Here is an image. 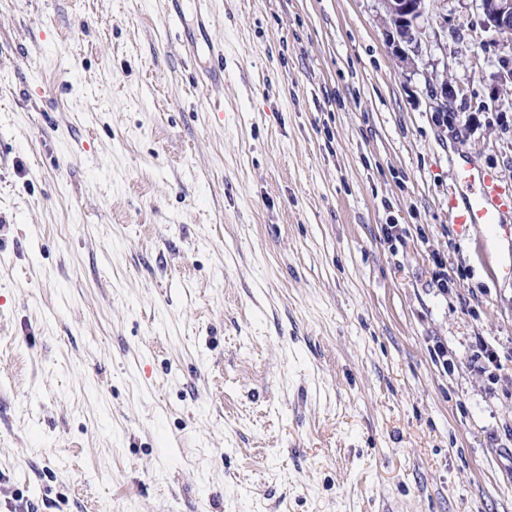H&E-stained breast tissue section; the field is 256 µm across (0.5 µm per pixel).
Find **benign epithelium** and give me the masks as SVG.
<instances>
[{
	"instance_id": "1",
	"label": "benign epithelium",
	"mask_w": 512,
	"mask_h": 512,
	"mask_svg": "<svg viewBox=\"0 0 512 512\" xmlns=\"http://www.w3.org/2000/svg\"><path fill=\"white\" fill-rule=\"evenodd\" d=\"M382 9L391 23L388 42L396 55L407 65L414 64L413 56L420 51L426 28L421 20L432 16L439 0H380ZM487 30L499 32L512 28V0H477ZM457 89L448 76V66L435 73V83L430 86L433 111L442 116L451 112Z\"/></svg>"
}]
</instances>
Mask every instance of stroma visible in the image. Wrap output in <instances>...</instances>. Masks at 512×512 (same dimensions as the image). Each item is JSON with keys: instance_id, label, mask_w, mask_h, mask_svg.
<instances>
[{"instance_id": "stroma-1", "label": "stroma", "mask_w": 512, "mask_h": 512, "mask_svg": "<svg viewBox=\"0 0 512 512\" xmlns=\"http://www.w3.org/2000/svg\"><path fill=\"white\" fill-rule=\"evenodd\" d=\"M213 11L220 122L160 0H0V512H512V235L448 218L453 161L512 181L476 0L409 67L379 0ZM435 83L430 86L431 107L438 116L450 115L451 104L457 97V89L448 76V63L444 62L443 70L435 72Z\"/></svg>"}]
</instances>
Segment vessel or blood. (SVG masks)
Returning <instances> with one entry per match:
<instances>
[{"instance_id": "1", "label": "vessel or blood", "mask_w": 512, "mask_h": 512, "mask_svg": "<svg viewBox=\"0 0 512 512\" xmlns=\"http://www.w3.org/2000/svg\"><path fill=\"white\" fill-rule=\"evenodd\" d=\"M212 0H166L167 23L179 30L180 45L190 62L200 56L210 60L199 73L200 83L214 95L224 91V43L213 38L198 40L186 29L187 17H194L200 26L211 25ZM454 184L448 191V215L460 230L473 225L491 229L502 223V215L512 210V183L492 168L479 167L468 160L454 163Z\"/></svg>"}]
</instances>
